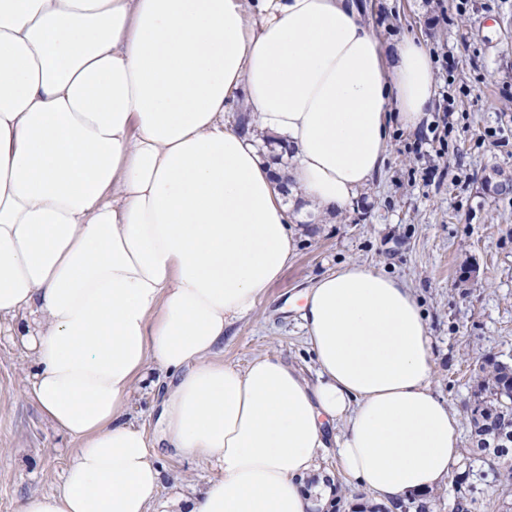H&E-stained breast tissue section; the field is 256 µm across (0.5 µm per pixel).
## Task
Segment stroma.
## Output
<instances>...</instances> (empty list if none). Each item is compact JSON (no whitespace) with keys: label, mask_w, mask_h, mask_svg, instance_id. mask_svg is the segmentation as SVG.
I'll return each instance as SVG.
<instances>
[{"label":"stroma","mask_w":512,"mask_h":512,"mask_svg":"<svg viewBox=\"0 0 512 512\" xmlns=\"http://www.w3.org/2000/svg\"><path fill=\"white\" fill-rule=\"evenodd\" d=\"M363 18L385 46L407 38L429 55L448 54L453 71L435 68L436 94L459 97L458 124L446 154L416 156V133L394 125L385 171L342 214L299 224L301 245L283 277L224 339L225 363L245 366L281 355L307 378L315 362L295 308L297 295L325 272L359 262L406 280L428 317L435 393L459 414L461 455L451 475L471 471V512H504V488L471 448L465 403L485 357L512 354V191L485 176L512 177V0H362ZM35 363L20 339L0 336V512H18L33 492L57 487L77 443L47 422L29 396ZM158 371L138 384L131 421L154 435ZM162 484L150 512L196 497L220 476L212 462L162 449Z\"/></svg>","instance_id":"stroma-1"}]
</instances>
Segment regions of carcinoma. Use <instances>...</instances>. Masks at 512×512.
Returning <instances> with one entry per match:
<instances>
[{"mask_svg": "<svg viewBox=\"0 0 512 512\" xmlns=\"http://www.w3.org/2000/svg\"><path fill=\"white\" fill-rule=\"evenodd\" d=\"M476 453L512 481V359L486 358L475 370L469 408Z\"/></svg>", "mask_w": 512, "mask_h": 512, "instance_id": "carcinoma-1", "label": "carcinoma"}]
</instances>
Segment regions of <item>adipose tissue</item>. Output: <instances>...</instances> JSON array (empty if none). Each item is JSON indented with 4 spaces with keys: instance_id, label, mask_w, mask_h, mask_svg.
Here are the masks:
<instances>
[{
    "instance_id": "1",
    "label": "adipose tissue",
    "mask_w": 512,
    "mask_h": 512,
    "mask_svg": "<svg viewBox=\"0 0 512 512\" xmlns=\"http://www.w3.org/2000/svg\"><path fill=\"white\" fill-rule=\"evenodd\" d=\"M363 12L0 0V323L32 352V399L77 443L61 484L18 512H149L158 452L128 401L150 365L168 379L161 440L221 471L170 512H312L336 491L331 448L388 505L447 483L459 416L432 388L405 280L349 263L306 288L314 379L217 353L295 257L296 222L345 211L384 170L393 125L431 120L424 47L386 53ZM239 99L246 133L224 123Z\"/></svg>"
}]
</instances>
